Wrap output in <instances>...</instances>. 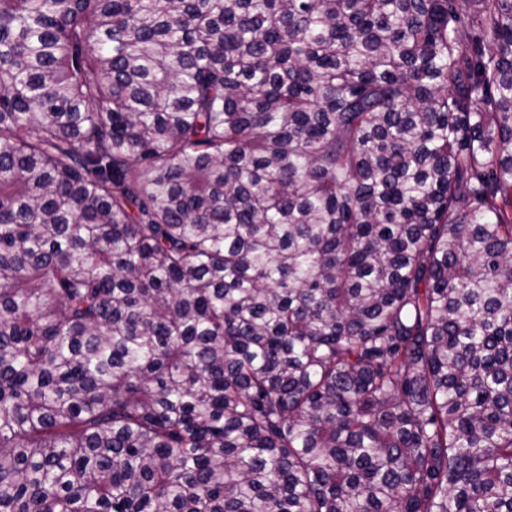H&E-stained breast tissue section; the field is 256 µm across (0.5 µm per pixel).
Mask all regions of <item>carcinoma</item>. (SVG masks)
<instances>
[{
  "label": "carcinoma",
  "mask_w": 512,
  "mask_h": 512,
  "mask_svg": "<svg viewBox=\"0 0 512 512\" xmlns=\"http://www.w3.org/2000/svg\"><path fill=\"white\" fill-rule=\"evenodd\" d=\"M0 512H512V0H0Z\"/></svg>",
  "instance_id": "cac0c4a2"
}]
</instances>
